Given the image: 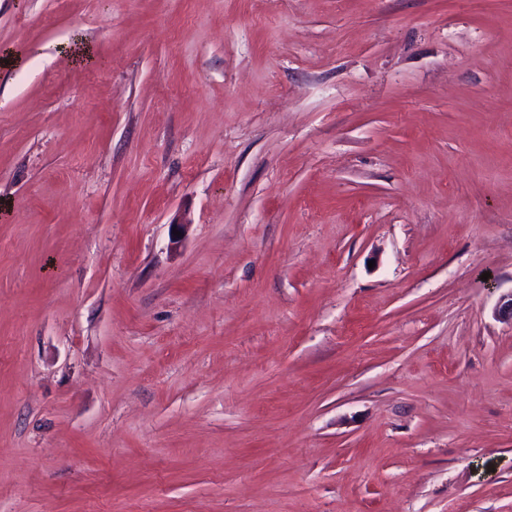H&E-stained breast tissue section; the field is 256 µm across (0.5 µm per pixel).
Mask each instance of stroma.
I'll list each match as a JSON object with an SVG mask.
<instances>
[{
    "instance_id": "obj_1",
    "label": "stroma",
    "mask_w": 512,
    "mask_h": 512,
    "mask_svg": "<svg viewBox=\"0 0 512 512\" xmlns=\"http://www.w3.org/2000/svg\"><path fill=\"white\" fill-rule=\"evenodd\" d=\"M2 48L0 512H512V0H0Z\"/></svg>"
}]
</instances>
